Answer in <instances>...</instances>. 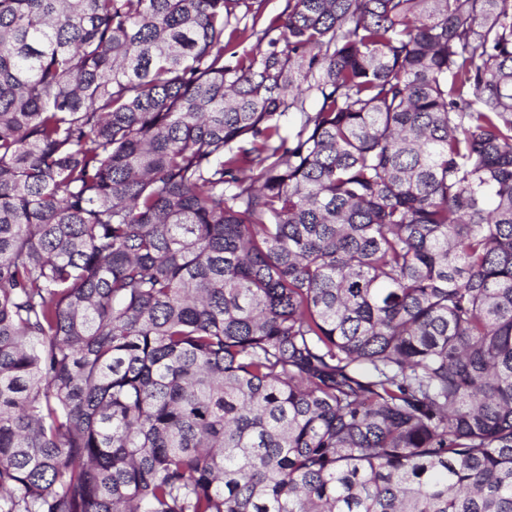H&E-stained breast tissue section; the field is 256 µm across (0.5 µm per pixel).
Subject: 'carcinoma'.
Instances as JSON below:
<instances>
[{
    "mask_svg": "<svg viewBox=\"0 0 512 512\" xmlns=\"http://www.w3.org/2000/svg\"><path fill=\"white\" fill-rule=\"evenodd\" d=\"M243 3L0 0V512H512V0Z\"/></svg>",
    "mask_w": 512,
    "mask_h": 512,
    "instance_id": "obj_1",
    "label": "carcinoma"
}]
</instances>
